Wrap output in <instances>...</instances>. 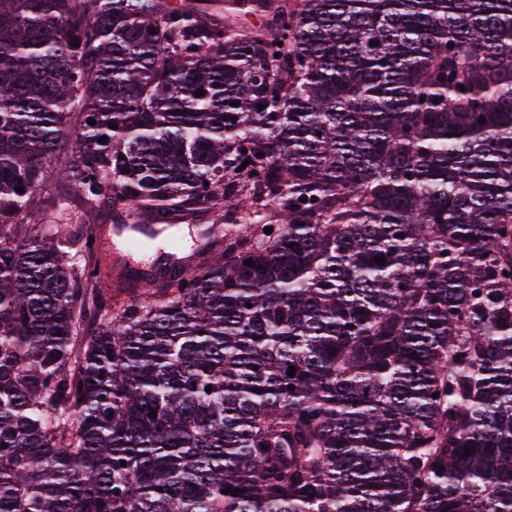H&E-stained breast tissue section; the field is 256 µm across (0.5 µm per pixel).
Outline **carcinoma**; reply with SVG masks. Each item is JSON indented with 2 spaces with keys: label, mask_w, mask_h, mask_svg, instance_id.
I'll use <instances>...</instances> for the list:
<instances>
[{
  "label": "carcinoma",
  "mask_w": 512,
  "mask_h": 512,
  "mask_svg": "<svg viewBox=\"0 0 512 512\" xmlns=\"http://www.w3.org/2000/svg\"><path fill=\"white\" fill-rule=\"evenodd\" d=\"M0 512H512V0H0Z\"/></svg>",
  "instance_id": "obj_1"
}]
</instances>
